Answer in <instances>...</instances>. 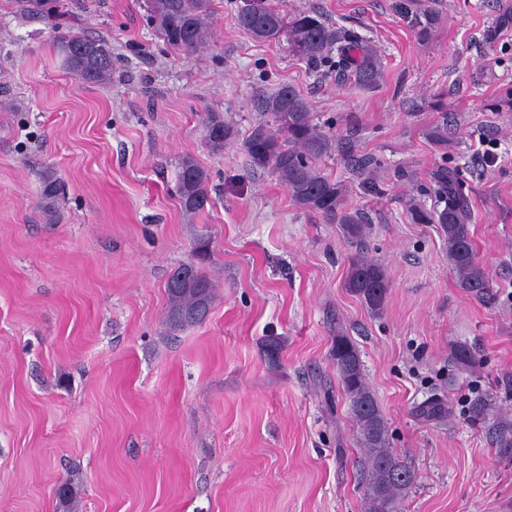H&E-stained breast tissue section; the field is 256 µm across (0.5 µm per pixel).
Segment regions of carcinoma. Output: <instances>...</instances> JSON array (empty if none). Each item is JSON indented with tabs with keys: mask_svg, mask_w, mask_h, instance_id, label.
<instances>
[{
	"mask_svg": "<svg viewBox=\"0 0 512 512\" xmlns=\"http://www.w3.org/2000/svg\"><path fill=\"white\" fill-rule=\"evenodd\" d=\"M263 2L261 14L250 20L239 13L235 15L241 31L268 42H277L280 34H286L293 54L312 64L332 63L338 81L349 87L368 90L379 84V55L356 34L326 23L316 13L290 14L270 0ZM212 6L213 0H149L150 21L169 47L191 53L206 43ZM414 23L419 38L426 40L438 18L428 6L417 4ZM59 48L67 70L78 79L103 83L111 76L112 48L105 39L69 32L60 36ZM254 108L262 116H271L276 129L270 131L261 124L244 142L253 165L271 169L298 208L340 225L346 238L360 240L365 216L349 207L348 187L321 173L313 163L332 150L333 138L313 123L308 102L293 88L283 86L271 94H257ZM205 126L206 142L214 150L224 148L233 136L231 127L219 116L208 115ZM427 136L437 148H448L447 123L430 128ZM432 179L438 205L428 209L413 204L410 218L415 224L440 226L457 285L475 298L490 302L493 292L489 274L477 257L470 231V200L448 168H436ZM208 182L209 174L194 159L182 160L178 195L184 212L193 215L205 208ZM206 256L207 242L201 241L196 248V260L178 267L166 281V325L173 332L201 323L209 315L215 284L202 266ZM346 287L361 296L370 308L378 310L387 293L386 272L380 263L357 257L350 264ZM332 358L349 400L356 443L364 451L363 499L367 512H402L416 475L389 448L387 422L365 381L356 346L348 337L337 336ZM492 434L497 447L512 452V421L497 422Z\"/></svg>",
	"mask_w": 512,
	"mask_h": 512,
	"instance_id": "carcinoma-1",
	"label": "carcinoma"
}]
</instances>
